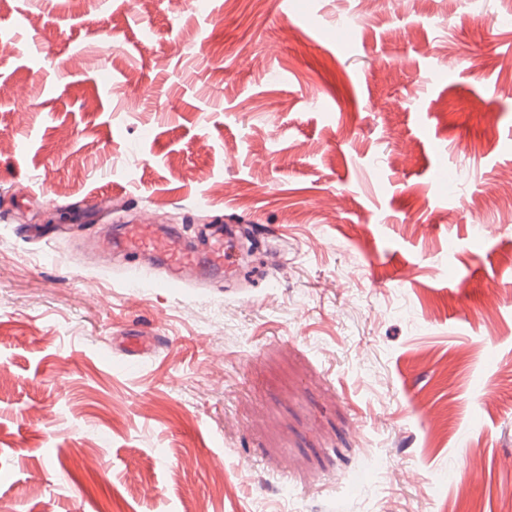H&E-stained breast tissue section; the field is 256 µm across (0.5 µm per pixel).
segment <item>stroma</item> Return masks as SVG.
<instances>
[{
	"label": "stroma",
	"instance_id": "obj_1",
	"mask_svg": "<svg viewBox=\"0 0 512 512\" xmlns=\"http://www.w3.org/2000/svg\"><path fill=\"white\" fill-rule=\"evenodd\" d=\"M511 16L0 0V39L27 35L0 56V512H502ZM145 211L269 227L261 278L102 267L96 224Z\"/></svg>",
	"mask_w": 512,
	"mask_h": 512
}]
</instances>
